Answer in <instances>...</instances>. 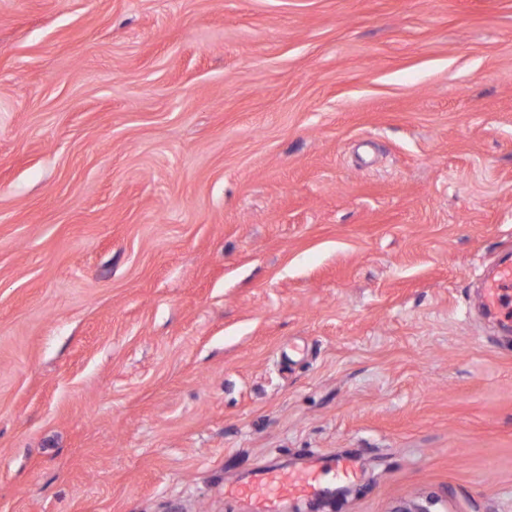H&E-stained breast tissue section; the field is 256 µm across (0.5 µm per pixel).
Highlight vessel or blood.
<instances>
[{
    "instance_id": "obj_1",
    "label": "vessel or blood",
    "mask_w": 512,
    "mask_h": 512,
    "mask_svg": "<svg viewBox=\"0 0 512 512\" xmlns=\"http://www.w3.org/2000/svg\"><path fill=\"white\" fill-rule=\"evenodd\" d=\"M481 288L486 312L506 321L512 319V259L499 261L493 274L483 279ZM321 492L320 478L314 472L272 468L254 472L248 482L235 488L236 496L249 501L254 512H280L283 502L314 497Z\"/></svg>"
}]
</instances>
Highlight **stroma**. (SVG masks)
<instances>
[{
	"instance_id": "stroma-1",
	"label": "stroma",
	"mask_w": 512,
	"mask_h": 512,
	"mask_svg": "<svg viewBox=\"0 0 512 512\" xmlns=\"http://www.w3.org/2000/svg\"><path fill=\"white\" fill-rule=\"evenodd\" d=\"M512 0H0V512H512ZM481 288L486 312L511 322L512 259L499 261L494 273L482 280ZM323 492L319 475L312 471L284 472L272 468L254 472L248 482L235 487L236 496L249 501L254 512H280L279 505L285 501Z\"/></svg>"
}]
</instances>
